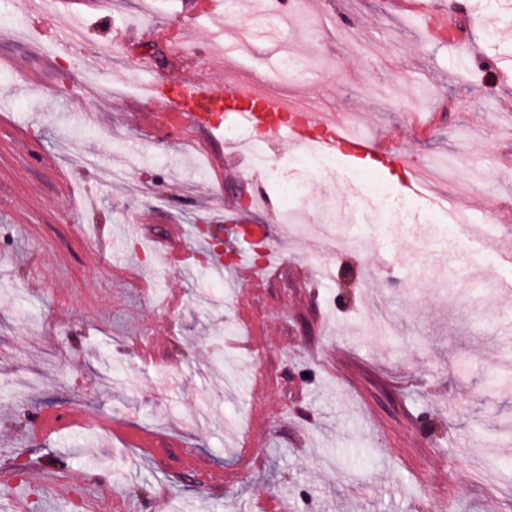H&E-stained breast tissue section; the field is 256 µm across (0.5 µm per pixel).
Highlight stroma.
I'll use <instances>...</instances> for the list:
<instances>
[{"label":"stroma","mask_w":512,"mask_h":512,"mask_svg":"<svg viewBox=\"0 0 512 512\" xmlns=\"http://www.w3.org/2000/svg\"><path fill=\"white\" fill-rule=\"evenodd\" d=\"M478 0H297L284 34L305 70L282 77L225 59L216 16L193 0H56L28 19L14 6L0 39V469L44 512H154L168 489L180 512H512V0L497 41L471 21ZM80 19L69 48L55 28ZM188 28L177 45L133 39L87 91L82 60L111 25ZM251 74L269 90L337 113L395 145L385 182L411 214L404 170H432L440 193L476 216L454 226L376 224L356 174L321 171L312 199L284 209L280 188L247 159L215 172L124 87L144 74ZM260 185L268 205L248 207ZM265 225L287 258L251 283L231 246L170 266L146 258L164 238L224 241L234 214ZM335 254L316 262L321 227ZM385 302L381 339L363 316ZM62 418L40 437L36 417ZM167 440L163 456L146 445Z\"/></svg>","instance_id":"stroma-1"}]
</instances>
